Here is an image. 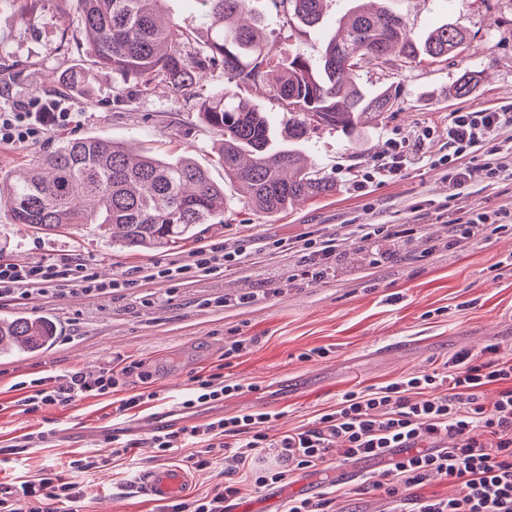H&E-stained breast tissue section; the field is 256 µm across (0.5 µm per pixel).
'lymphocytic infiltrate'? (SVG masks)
<instances>
[{
	"label": "lymphocytic infiltrate",
	"instance_id": "lymphocytic-infiltrate-1",
	"mask_svg": "<svg viewBox=\"0 0 512 512\" xmlns=\"http://www.w3.org/2000/svg\"><path fill=\"white\" fill-rule=\"evenodd\" d=\"M76 115L60 111L57 104L40 99L17 104L14 111L0 112V142L24 144L42 134V126L65 127ZM512 127L511 112H457L448 121V152L438 165L447 169L456 187L505 175L512 177V145L503 146L498 135ZM409 138H389L383 156L349 180L355 193L395 178L413 165L417 154ZM413 224H360L354 241L364 247L372 265L387 262L390 246L403 233H415ZM301 248L307 253L296 269L299 282H313L336 268V245L330 239L305 235ZM240 252L207 245L192 252L180 265L158 264L152 277L192 281L239 264ZM62 285L88 296H100L125 287L122 279L100 280L90 265L65 254L37 261L0 259V296H28L51 286ZM125 369H111L94 380L82 372L56 377H39L15 383L16 401L22 412L32 413L47 406L67 407L79 397H103L117 392ZM498 385V397L485 404V387ZM242 384L223 373L195 375L181 404L186 408L212 404L240 393ZM267 412L225 416L177 431H157L151 441L160 456L176 448L194 445L188 457L192 469L209 470L214 457L228 453L238 468L248 470L256 487L285 483L290 473L327 463L334 449L344 458H385L389 480L371 481L372 489L383 491L397 505H410V512H512V360L500 359L489 347L483 358L470 351L454 354L442 367L411 373L378 387L351 390L310 427L278 439H270L263 426ZM464 442L448 447L450 438ZM278 450L274 462H266L263 448ZM103 454L70 459L67 469H47L35 479H22L0 490V512H81L84 493L79 475L108 465ZM439 478L461 486L457 495L418 496L406 499L405 490ZM241 489L232 476L213 492L180 497L160 512H226L228 502Z\"/></svg>",
	"mask_w": 512,
	"mask_h": 512
}]
</instances>
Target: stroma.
<instances>
[{
	"instance_id": "stroma-1",
	"label": "stroma",
	"mask_w": 512,
	"mask_h": 512,
	"mask_svg": "<svg viewBox=\"0 0 512 512\" xmlns=\"http://www.w3.org/2000/svg\"><path fill=\"white\" fill-rule=\"evenodd\" d=\"M350 6L351 0H328L322 24L306 28L287 23L270 0L251 3L263 15L267 35L285 50L322 44ZM392 6L417 37L443 23L465 27L464 49L441 63L402 71L368 65L358 71L355 80L365 89H398L395 113L366 121L351 137L321 129L302 142L304 155L334 179L331 195L277 216L238 208L227 224L202 233L201 243L241 251L240 265L192 284L152 278L148 270L155 263H181L196 244L130 253L114 248L93 224L48 233L14 223L8 202L0 201V257L33 261L67 253L87 261L101 279L135 282L102 298L55 287L26 298L0 297V317L47 316L57 328L50 351L0 357L1 488L18 477H37L47 466L61 467L70 457L102 452L98 438L109 431L129 452L117 464L81 476L87 512H157L156 503L129 485L133 471L159 464L147 435L132 425L180 409L192 376L224 365L225 343L241 336L256 342L224 366L227 378L245 386L224 399V413H272L266 429L274 438L313 424L346 391L438 366L458 351L476 354L494 345L499 357L512 358V233L486 226L462 244L448 242L450 221L484 211L512 213V180L479 191L454 190L443 169L425 160L443 148L452 113L512 112V0H393ZM62 8L61 0H45L35 20L27 22L15 0H0V67L17 71L0 85V111L40 98L77 115L70 128L49 129L26 146L0 143V172L24 167L58 138L97 136L191 155L210 168L214 180L223 181V169L212 164L215 136L197 112L164 82L134 93L131 101L113 102L111 74L88 62L83 45L62 40ZM78 68L88 76L89 95H76L63 81ZM469 73L477 76L472 90L456 96L457 80ZM428 128L433 136L421 149L422 160L401 177L365 196L347 191L348 173L382 155L387 138H410ZM353 224H416L420 230L408 259L373 267L348 234ZM309 231L335 239L338 264L335 277L302 284L292 279L302 253L278 252L274 243ZM263 282L270 292L243 302L244 293ZM409 339L421 340L420 349L394 350V343ZM321 346L329 348L327 357L301 360V353ZM123 359L138 361L140 368L124 376L117 396L132 395L147 383L158 391V400L122 414L108 397L79 398L65 408L30 414L12 405L13 383L69 370L93 378ZM180 411L190 427L205 423L211 408ZM34 431L48 432L44 447L9 453L16 437ZM346 465L339 457L328 469L293 473L274 488L244 480L236 503L248 512H285L289 498L325 492L330 512H392L391 500L379 492L344 482Z\"/></svg>"
}]
</instances>
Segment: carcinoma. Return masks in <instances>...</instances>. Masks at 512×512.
<instances>
[{
	"mask_svg": "<svg viewBox=\"0 0 512 512\" xmlns=\"http://www.w3.org/2000/svg\"><path fill=\"white\" fill-rule=\"evenodd\" d=\"M77 15L62 13L63 36L86 46L94 66L119 78L113 98L131 85L157 81L194 102L205 125L220 137L214 164L224 183L184 155L138 149L101 137L61 139L20 174L0 178L14 223L42 230L95 224L112 245L131 253L182 246L203 224H224L233 207L269 216L326 195L336 183L304 160L297 145L318 129L358 132L361 120L392 111L398 93L368 91L353 80L367 64L411 67L443 62L466 42L453 24L425 38L410 36L391 0H352L337 33L326 43L280 54L261 18L234 28L226 20L249 12L250 0H193L207 38L174 21L161 23L166 0H75ZM276 12L305 26L319 24L324 0H272ZM222 70L236 87L260 88L286 112L278 128L251 101L224 91L198 94L201 73ZM231 188L233 194L226 193ZM54 325L15 313L0 318V353L51 347Z\"/></svg>",
	"mask_w": 512,
	"mask_h": 512,
	"instance_id": "1",
	"label": "carcinoma"
}]
</instances>
